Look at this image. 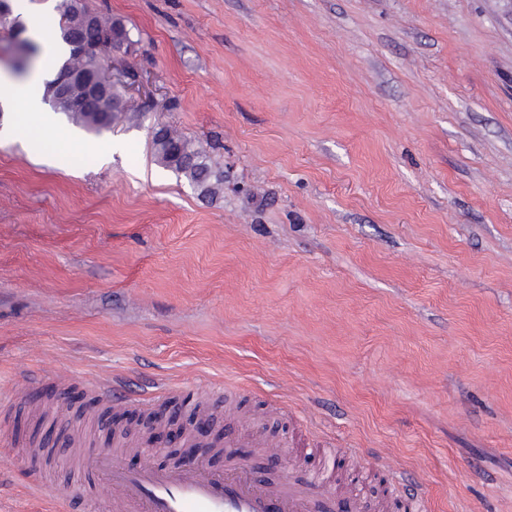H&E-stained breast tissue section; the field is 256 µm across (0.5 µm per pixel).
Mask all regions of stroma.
I'll list each match as a JSON object with an SVG mask.
<instances>
[{"instance_id":"obj_1","label":"stroma","mask_w":512,"mask_h":512,"mask_svg":"<svg viewBox=\"0 0 512 512\" xmlns=\"http://www.w3.org/2000/svg\"><path fill=\"white\" fill-rule=\"evenodd\" d=\"M130 48L111 128L0 137V512H59L111 447L89 384L169 389L273 438L412 473L431 512H512V0H84ZM168 127L224 157L201 198ZM112 141L123 148L102 156ZM152 145L159 163L187 179L200 195L217 198L224 192V165L192 141L171 130L159 129Z\"/></svg>"}]
</instances>
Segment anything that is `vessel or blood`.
Returning a JSON list of instances; mask_svg holds the SVG:
<instances>
[{
  "instance_id": "b4317fda",
  "label": "vessel or blood",
  "mask_w": 512,
  "mask_h": 512,
  "mask_svg": "<svg viewBox=\"0 0 512 512\" xmlns=\"http://www.w3.org/2000/svg\"><path fill=\"white\" fill-rule=\"evenodd\" d=\"M86 499L107 512H361L358 501L288 474L275 483L257 478L241 461L221 468L136 469L117 452L92 450L73 458Z\"/></svg>"
}]
</instances>
